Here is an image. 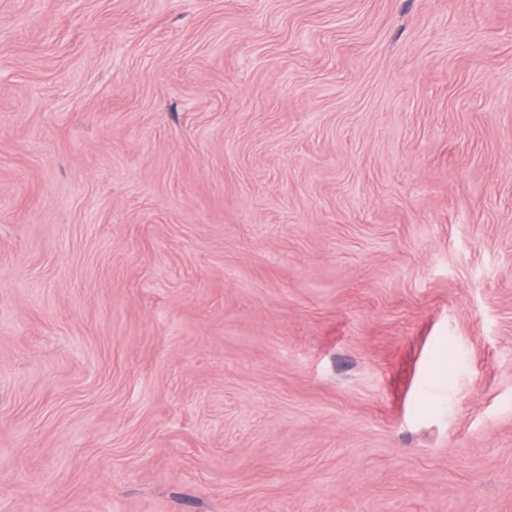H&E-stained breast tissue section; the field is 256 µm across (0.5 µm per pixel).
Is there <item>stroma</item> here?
Masks as SVG:
<instances>
[{"label": "stroma", "mask_w": 512, "mask_h": 512, "mask_svg": "<svg viewBox=\"0 0 512 512\" xmlns=\"http://www.w3.org/2000/svg\"><path fill=\"white\" fill-rule=\"evenodd\" d=\"M0 512H512V0H0Z\"/></svg>", "instance_id": "obj_1"}]
</instances>
